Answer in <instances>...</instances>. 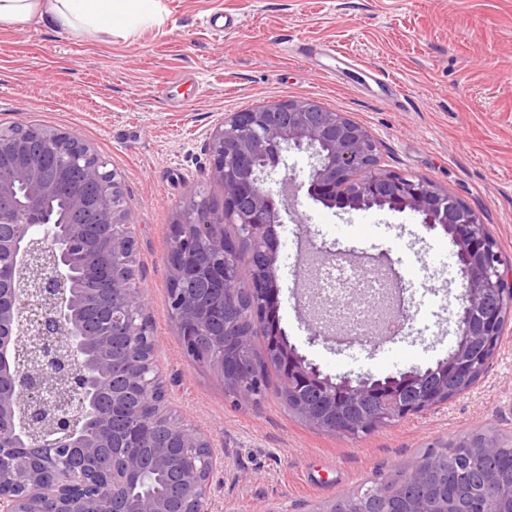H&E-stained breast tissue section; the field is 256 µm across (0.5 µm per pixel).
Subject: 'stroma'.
Returning <instances> with one entry per match:
<instances>
[{"label":"stroma","mask_w":512,"mask_h":512,"mask_svg":"<svg viewBox=\"0 0 512 512\" xmlns=\"http://www.w3.org/2000/svg\"><path fill=\"white\" fill-rule=\"evenodd\" d=\"M161 23L123 37L35 22L0 27V128L23 122L78 137L121 177L135 226V283L147 295L159 372L176 417L224 451L211 512H310L404 465L436 441L492 430L512 441V318L464 395L350 439L309 426L275 393L257 405L185 354L170 318L171 226L205 183L207 137L224 113L313 99L374 136L380 163L432 181L470 206L512 262V0H161ZM303 44L336 46L347 67ZM397 82L380 94L374 75ZM298 204L279 229L280 327L329 377L396 376L447 357L463 293L453 243L418 214L329 207L311 198L309 158L291 151ZM400 262L413 318L375 350L307 340L293 226Z\"/></svg>","instance_id":"stroma-1"}]
</instances>
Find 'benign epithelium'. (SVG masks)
I'll return each instance as SVG.
<instances>
[{"instance_id":"obj_1","label":"benign epithelium","mask_w":512,"mask_h":512,"mask_svg":"<svg viewBox=\"0 0 512 512\" xmlns=\"http://www.w3.org/2000/svg\"><path fill=\"white\" fill-rule=\"evenodd\" d=\"M277 145L275 161H263ZM208 180L224 192L216 210L203 190L182 205L172 225L175 255L168 266L170 316L187 349L207 338L219 355L205 367L224 381L225 394L244 398L242 387L258 384L245 375L236 353L253 341L228 327L216 332L201 299L185 287L202 279L218 287V314L234 307L241 283L242 240L252 244L250 290L257 293L267 319L278 318L277 262L279 209L265 180L283 162V153L311 152L309 194L328 206L353 209H409L424 226L440 227L456 247L465 293L455 313L458 335L469 342L504 333V298L512 296V264L496 250L476 213L433 182L386 172L378 167L377 144L362 125L314 100L267 102L229 112L209 134ZM79 170L85 188L67 194L63 217L47 208L62 194L67 169ZM241 229L224 236V224ZM306 288L312 339H328L319 293L318 269L349 250L307 239ZM135 256L134 224L129 219L114 170L76 137L57 130L17 124L0 130V512H210L211 487L224 468V455L197 429L173 424L167 389L161 380L153 329L144 317L145 291L129 283ZM358 260L379 268L392 287L375 308L378 323H405L403 276L387 252L361 253ZM83 273L112 280L106 303L77 286ZM336 344L375 347L379 329L352 333L341 321ZM117 336L135 343L128 358L101 352ZM468 345L437 362L446 384L475 374ZM269 352L281 359L287 381L318 385L326 402H358L371 395L397 419L414 413L406 390L420 375L404 372L386 381L369 377L336 380L308 362L279 337ZM200 448L205 465L190 463L187 449ZM169 475L165 494H135L146 471ZM493 477L471 485L476 512H512V496L490 498ZM457 498L429 510L413 505L405 512H462Z\"/></svg>"}]
</instances>
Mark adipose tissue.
Wrapping results in <instances>:
<instances>
[{
	"label": "adipose tissue",
	"instance_id": "ef3b65f1",
	"mask_svg": "<svg viewBox=\"0 0 512 512\" xmlns=\"http://www.w3.org/2000/svg\"><path fill=\"white\" fill-rule=\"evenodd\" d=\"M159 15V0H0L2 27L39 19L66 31L126 35Z\"/></svg>",
	"mask_w": 512,
	"mask_h": 512
}]
</instances>
